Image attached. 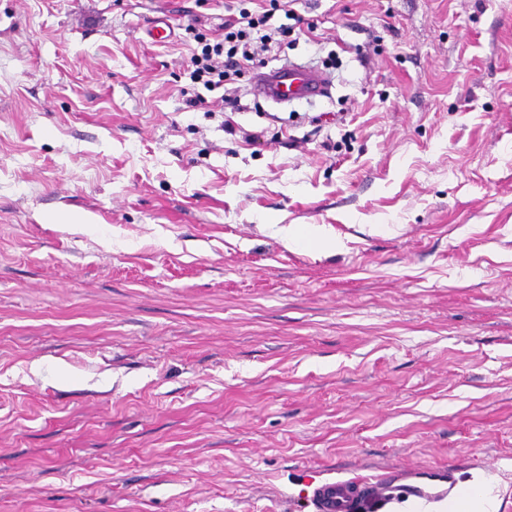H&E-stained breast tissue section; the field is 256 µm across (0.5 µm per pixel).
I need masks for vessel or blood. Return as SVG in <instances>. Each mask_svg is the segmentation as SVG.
<instances>
[{
	"instance_id": "b4317fda",
	"label": "vessel or blood",
	"mask_w": 512,
	"mask_h": 512,
	"mask_svg": "<svg viewBox=\"0 0 512 512\" xmlns=\"http://www.w3.org/2000/svg\"><path fill=\"white\" fill-rule=\"evenodd\" d=\"M330 77L315 68L283 64L256 75V97L281 104L311 102L330 95ZM407 475L391 469L363 479L336 478L319 484L313 491L316 512H390L402 498V483Z\"/></svg>"
}]
</instances>
